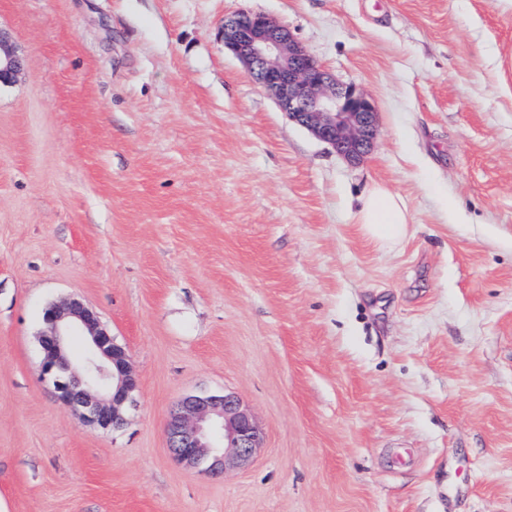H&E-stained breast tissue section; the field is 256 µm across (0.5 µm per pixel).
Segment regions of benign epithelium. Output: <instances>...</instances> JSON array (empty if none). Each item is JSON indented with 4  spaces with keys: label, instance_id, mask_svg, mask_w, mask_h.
<instances>
[{
    "label": "benign epithelium",
    "instance_id": "obj_1",
    "mask_svg": "<svg viewBox=\"0 0 512 512\" xmlns=\"http://www.w3.org/2000/svg\"><path fill=\"white\" fill-rule=\"evenodd\" d=\"M224 47L289 120L356 163L379 135L375 103L354 83L342 84L319 64L287 27L262 12L242 10L224 17ZM21 58L0 28V87L13 83ZM40 335L45 379L61 408L102 430L120 427L139 388L128 350L77 298L47 306ZM81 336L80 368L69 358L70 338ZM165 434L173 458L212 476L248 463L265 435L250 409L233 392L190 394L171 410Z\"/></svg>",
    "mask_w": 512,
    "mask_h": 512
}]
</instances>
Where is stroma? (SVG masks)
I'll return each instance as SVG.
<instances>
[{
	"instance_id": "obj_1",
	"label": "stroma",
	"mask_w": 512,
	"mask_h": 512,
	"mask_svg": "<svg viewBox=\"0 0 512 512\" xmlns=\"http://www.w3.org/2000/svg\"><path fill=\"white\" fill-rule=\"evenodd\" d=\"M241 10L374 100L364 161L225 49ZM0 28L8 512H512V0H0ZM376 183L411 215L391 249L355 222ZM70 297L139 377L117 430L43 380ZM224 389L265 444L210 477L164 424ZM21 70V58L11 44L9 33L0 28V88L12 84Z\"/></svg>"
}]
</instances>
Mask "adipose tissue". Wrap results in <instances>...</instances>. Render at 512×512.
I'll return each instance as SVG.
<instances>
[{
	"mask_svg": "<svg viewBox=\"0 0 512 512\" xmlns=\"http://www.w3.org/2000/svg\"><path fill=\"white\" fill-rule=\"evenodd\" d=\"M356 222L362 234L379 247H391L410 232L409 213L400 195L382 184L373 185L361 198Z\"/></svg>",
	"mask_w": 512,
	"mask_h": 512,
	"instance_id": "obj_1",
	"label": "adipose tissue"
}]
</instances>
